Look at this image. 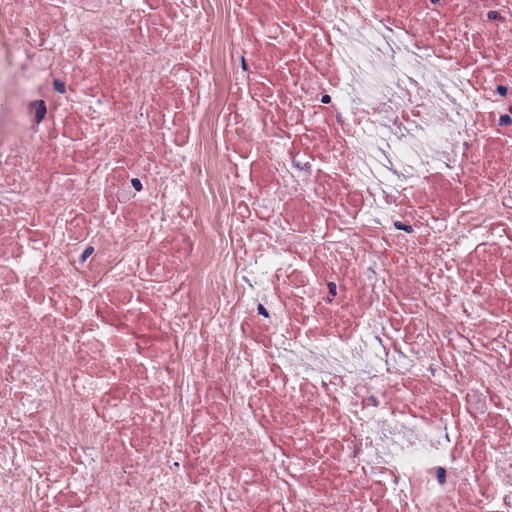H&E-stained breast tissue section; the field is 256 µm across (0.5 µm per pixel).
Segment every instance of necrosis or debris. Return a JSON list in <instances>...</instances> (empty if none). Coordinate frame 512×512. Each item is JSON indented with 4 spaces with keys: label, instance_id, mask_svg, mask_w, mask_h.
<instances>
[{
    "label": "necrosis or debris",
    "instance_id": "1",
    "mask_svg": "<svg viewBox=\"0 0 512 512\" xmlns=\"http://www.w3.org/2000/svg\"><path fill=\"white\" fill-rule=\"evenodd\" d=\"M0 89V512H512V0H0Z\"/></svg>",
    "mask_w": 512,
    "mask_h": 512
}]
</instances>
